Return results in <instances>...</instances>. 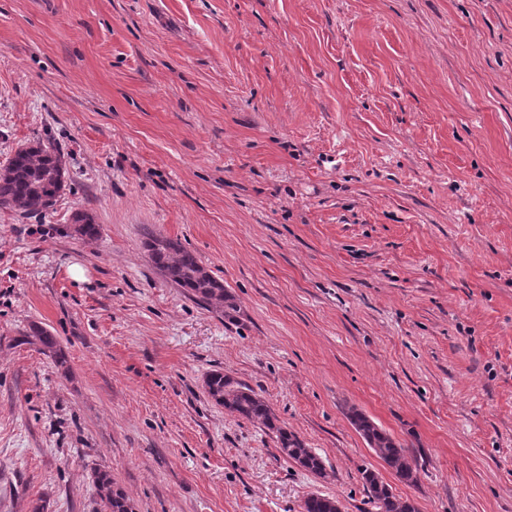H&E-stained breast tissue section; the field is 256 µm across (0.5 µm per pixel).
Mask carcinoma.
I'll return each instance as SVG.
<instances>
[{
	"instance_id": "cac0c4a2",
	"label": "carcinoma",
	"mask_w": 512,
	"mask_h": 512,
	"mask_svg": "<svg viewBox=\"0 0 512 512\" xmlns=\"http://www.w3.org/2000/svg\"><path fill=\"white\" fill-rule=\"evenodd\" d=\"M63 164L61 155L51 146L37 142L15 151L7 163L0 167V206L20 210L26 214L49 209L63 191L60 181ZM76 232L84 239L98 236L99 226L87 213H77ZM149 259L165 277L185 289L196 301L224 308V316L232 317L236 306L224 283L213 277L200 263L198 257L179 241L154 236L147 242ZM33 336L43 349L52 352L57 363L65 364L61 350L57 349L55 336L43 328L33 329ZM205 385L210 397L224 409L245 419L256 421L275 433L278 450L304 470L319 474L324 469L322 457L307 447L294 433L278 425V418L268 403L252 389L221 370H213ZM350 423L365 440L396 479L411 484L416 479L417 468L408 456L407 449L397 443L386 431L358 410L348 414ZM363 486L369 503L376 512H417L410 500L398 497L392 486L383 481L379 473L366 468L362 471ZM92 483L103 504L104 512H135V505L126 492L112 478L111 471L92 468ZM335 499L308 496L303 501V512H333Z\"/></svg>"
}]
</instances>
